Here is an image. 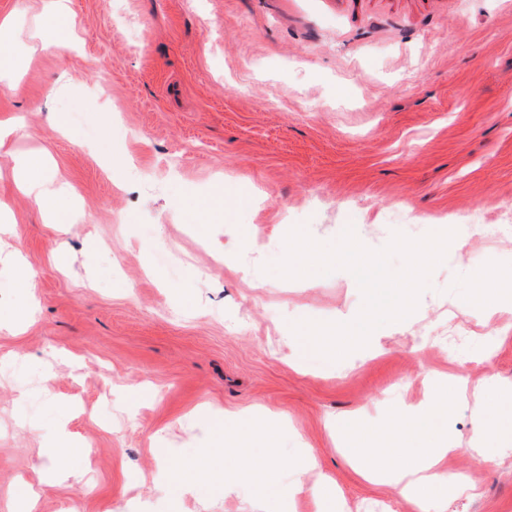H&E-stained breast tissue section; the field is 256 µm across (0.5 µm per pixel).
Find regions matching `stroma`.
Segmentation results:
<instances>
[{
	"instance_id": "obj_1",
	"label": "stroma",
	"mask_w": 512,
	"mask_h": 512,
	"mask_svg": "<svg viewBox=\"0 0 512 512\" xmlns=\"http://www.w3.org/2000/svg\"><path fill=\"white\" fill-rule=\"evenodd\" d=\"M43 0H0L17 68L0 81V205L30 273L0 265V512L34 487L32 512H254L251 483L215 488L211 409L261 406L281 483L329 478L324 512H407L398 486L355 472L325 427L354 416L383 436L424 403L431 379L463 376L497 416L512 387V309L471 304L489 277H512V0H69L75 44L47 47ZM139 39H128L124 20ZM68 74L64 99L48 96ZM44 156L65 185V226L48 223L12 179ZM136 162L145 180L126 177ZM455 225L460 252L436 266L415 316L381 331L371 355L296 360L302 320L361 306L345 270L311 283L264 272L290 229L330 243L346 226L371 249L393 232ZM34 318L17 325L26 295ZM152 383L156 397L127 392ZM460 446L441 468L446 512H512V439L490 460L467 454L475 418L449 400ZM66 426L82 485L45 489L42 451ZM194 495L161 490L153 436ZM311 449L318 466L296 465Z\"/></svg>"
}]
</instances>
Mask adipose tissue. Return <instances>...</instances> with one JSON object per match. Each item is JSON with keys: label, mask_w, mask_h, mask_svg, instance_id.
Wrapping results in <instances>:
<instances>
[{"label": "adipose tissue", "mask_w": 512, "mask_h": 512, "mask_svg": "<svg viewBox=\"0 0 512 512\" xmlns=\"http://www.w3.org/2000/svg\"><path fill=\"white\" fill-rule=\"evenodd\" d=\"M18 170L36 201L51 213L60 214L62 192L46 188L41 159L23 158ZM274 423V417L265 412H228L215 417L210 429L223 435L225 494L239 491L242 475L238 463L249 456L253 459L254 491L259 498L272 501L276 512H288L289 502L301 494L323 500L332 498L331 488L324 483L308 485L298 480L281 484L271 454L254 455L253 438L264 435ZM329 427L354 448L350 463L365 479L391 480L400 485L401 497L411 512H433L436 503L444 499L448 485L461 482L460 476L443 475L437 470L443 457L458 450L448 433V401L441 392L431 393L429 404L402 412L392 431L380 442L367 437L365 428L353 420L335 419Z\"/></svg>", "instance_id": "1"}]
</instances>
